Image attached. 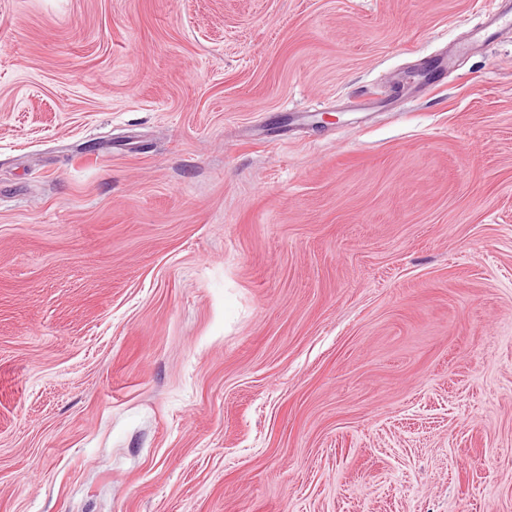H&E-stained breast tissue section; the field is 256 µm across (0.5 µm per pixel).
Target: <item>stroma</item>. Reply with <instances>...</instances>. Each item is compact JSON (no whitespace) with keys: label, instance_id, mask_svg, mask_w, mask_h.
<instances>
[{"label":"stroma","instance_id":"35a3bbf8","mask_svg":"<svg viewBox=\"0 0 512 512\" xmlns=\"http://www.w3.org/2000/svg\"><path fill=\"white\" fill-rule=\"evenodd\" d=\"M489 2L0 0V512H512Z\"/></svg>","mask_w":512,"mask_h":512}]
</instances>
